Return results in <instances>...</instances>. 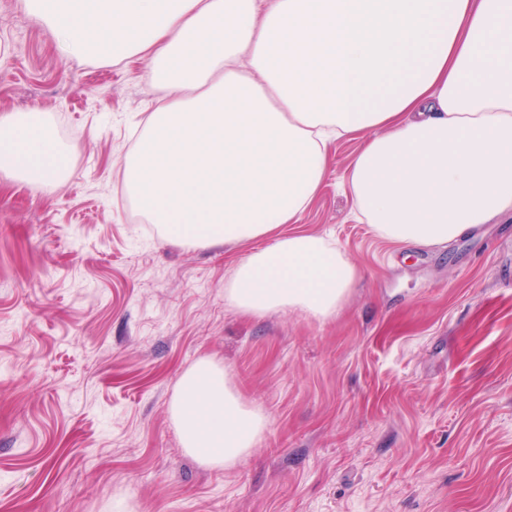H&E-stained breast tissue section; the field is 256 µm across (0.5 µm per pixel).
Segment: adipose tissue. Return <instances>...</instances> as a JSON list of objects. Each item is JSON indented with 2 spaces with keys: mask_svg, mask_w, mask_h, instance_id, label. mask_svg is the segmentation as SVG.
Returning a JSON list of instances; mask_svg holds the SVG:
<instances>
[{
  "mask_svg": "<svg viewBox=\"0 0 512 512\" xmlns=\"http://www.w3.org/2000/svg\"><path fill=\"white\" fill-rule=\"evenodd\" d=\"M65 56L100 44L157 63L165 91L123 162V191L165 237L251 244L224 299L335 315L358 267L283 232L318 196L330 145L363 135L346 192L396 244L438 246L512 215V0H26ZM42 112L0 115V172L66 174ZM170 415L184 451L230 467L268 419L203 358Z\"/></svg>",
  "mask_w": 512,
  "mask_h": 512,
  "instance_id": "adipose-tissue-1",
  "label": "adipose tissue"
}]
</instances>
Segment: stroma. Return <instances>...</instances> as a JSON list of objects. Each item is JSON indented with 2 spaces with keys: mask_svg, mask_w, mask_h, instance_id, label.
<instances>
[{
  "mask_svg": "<svg viewBox=\"0 0 512 512\" xmlns=\"http://www.w3.org/2000/svg\"><path fill=\"white\" fill-rule=\"evenodd\" d=\"M148 61L64 59L0 0V114L45 112L62 184L0 173V512H512V216L441 248L390 243L340 185L335 142L296 229L360 279L329 319L224 301L250 245L162 242L121 191L155 106ZM262 410L229 468L186 454L169 415L198 359Z\"/></svg>",
  "mask_w": 512,
  "mask_h": 512,
  "instance_id": "obj_1",
  "label": "stroma"
}]
</instances>
